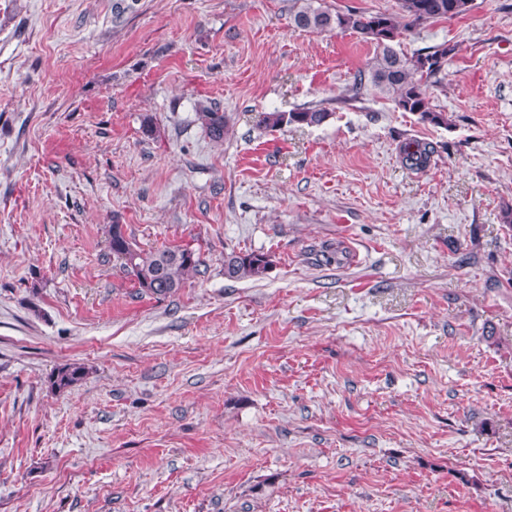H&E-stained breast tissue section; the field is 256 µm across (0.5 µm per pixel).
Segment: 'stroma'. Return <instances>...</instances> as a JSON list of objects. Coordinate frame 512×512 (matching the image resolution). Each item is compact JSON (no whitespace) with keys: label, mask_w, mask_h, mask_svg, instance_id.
<instances>
[{"label":"stroma","mask_w":512,"mask_h":512,"mask_svg":"<svg viewBox=\"0 0 512 512\" xmlns=\"http://www.w3.org/2000/svg\"><path fill=\"white\" fill-rule=\"evenodd\" d=\"M294 4L0 0V512H512V0L401 38L444 127ZM113 224L199 273L138 293ZM195 113L196 120L213 140L219 142L224 139L228 123L224 112H219L218 108L200 104ZM330 116L325 108L318 106L306 107L295 112L277 110L262 112L258 115L257 125L265 130H277L292 125L319 126ZM435 152V147L431 143L412 140L402 146L400 157L402 163L410 169L422 170L430 164ZM269 265L264 255L232 251L224 256V276L231 280L259 279L267 273ZM85 368L76 363L59 367L50 377L51 388L55 391H63L77 384L83 379Z\"/></svg>","instance_id":"35a3bbf8"}]
</instances>
